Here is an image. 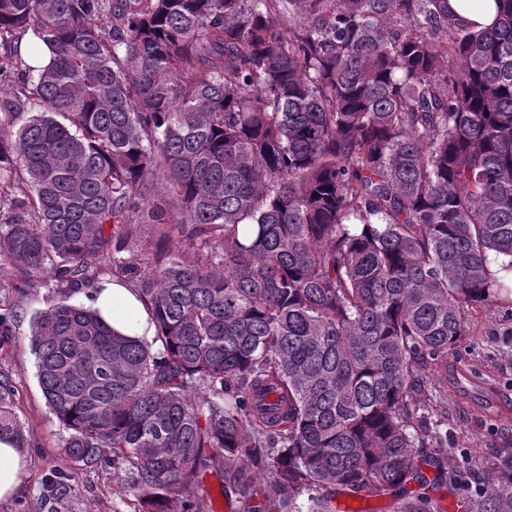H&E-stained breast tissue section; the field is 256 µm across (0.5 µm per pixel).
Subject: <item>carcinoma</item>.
Listing matches in <instances>:
<instances>
[{
    "label": "carcinoma",
    "instance_id": "obj_1",
    "mask_svg": "<svg viewBox=\"0 0 512 512\" xmlns=\"http://www.w3.org/2000/svg\"><path fill=\"white\" fill-rule=\"evenodd\" d=\"M495 4L475 30L448 0H0V272L60 293L33 317L38 381L126 512H211L210 471L238 512H432L422 448L459 480L424 368L512 272ZM106 275L136 280L152 342L69 303ZM12 404L0 384L22 448ZM498 469L476 512H512V453ZM395 498L392 496H358L337 494L333 505L335 512H396Z\"/></svg>",
    "mask_w": 512,
    "mask_h": 512
}]
</instances>
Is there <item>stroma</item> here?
<instances>
[{
  "label": "stroma",
  "instance_id": "obj_1",
  "mask_svg": "<svg viewBox=\"0 0 512 512\" xmlns=\"http://www.w3.org/2000/svg\"><path fill=\"white\" fill-rule=\"evenodd\" d=\"M58 300L51 282L27 289L15 306L11 336L0 344V378L13 387L12 410L29 446L26 474L0 512H125L128 493L112 467L78 465L62 449L64 430L50 413L30 351L33 316ZM448 445L462 473L454 483L434 481L424 465L426 491L437 512H471L481 490L496 477L500 450L512 448V317L500 305L474 311L470 333L448 357Z\"/></svg>",
  "mask_w": 512,
  "mask_h": 512
}]
</instances>
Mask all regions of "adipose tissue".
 I'll return each instance as SVG.
<instances>
[{
  "mask_svg": "<svg viewBox=\"0 0 512 512\" xmlns=\"http://www.w3.org/2000/svg\"><path fill=\"white\" fill-rule=\"evenodd\" d=\"M101 317L121 333L152 340L155 323L140 302L135 288L120 279L102 283L93 302Z\"/></svg>",
  "mask_w": 512,
  "mask_h": 512,
  "instance_id": "adipose-tissue-1",
  "label": "adipose tissue"
}]
</instances>
